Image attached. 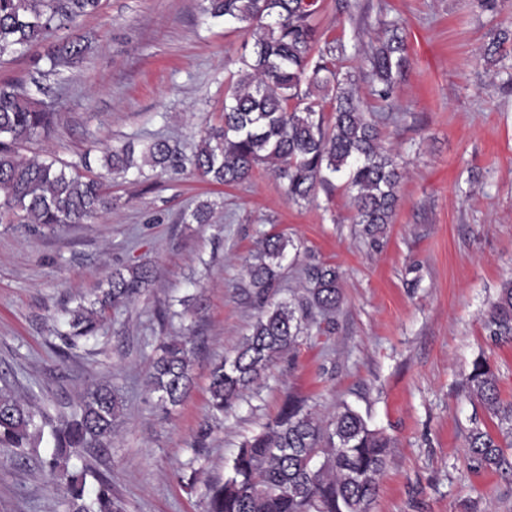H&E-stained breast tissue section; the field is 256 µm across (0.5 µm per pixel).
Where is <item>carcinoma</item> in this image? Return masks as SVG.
Masks as SVG:
<instances>
[{
	"label": "carcinoma",
	"instance_id": "carcinoma-1",
	"mask_svg": "<svg viewBox=\"0 0 512 512\" xmlns=\"http://www.w3.org/2000/svg\"><path fill=\"white\" fill-rule=\"evenodd\" d=\"M204 12L242 24L251 34V55L240 59L237 78L224 92L223 125L201 137L191 157L177 144L157 137L135 158L132 142L114 146L93 170L90 154L78 163L25 158L21 147L47 138L55 113L14 83H0V221L31 224L55 232L86 224L112 209L105 175L126 176L144 167L162 175L190 165L204 178L238 185L262 168L286 185L288 198L305 200L322 186L342 179L352 192L354 223L376 239L392 223L404 170L386 144L379 122L366 115L355 93V75L340 69L343 44L321 41L316 0H206ZM101 0H0V58L21 54L48 35L76 26L96 14ZM81 36H66L47 52L50 72L71 69L89 52ZM407 63L399 23L365 58L374 95L387 102L396 77ZM331 118L325 120L326 106ZM291 240L270 232L247 267L250 294L259 314L250 333L210 372L212 415L232 410L285 355L292 354L304 327L317 310L336 312L342 301L336 267L312 263L306 268L305 294L275 299L280 271ZM156 272L143 264L116 268L90 297L65 310L59 333L67 349L97 339L109 309L133 302L149 288ZM485 329L496 342H512V280L492 303ZM194 346L186 338L161 345L147 378L164 410L180 405L193 382ZM470 395L509 425L512 404L500 398L498 377L483 359L465 378ZM122 409L110 385L88 389L69 414L51 417L0 389V448L18 456L50 427L53 450L40 461L47 482L64 494L67 512H120L112 480L89 467L69 466L89 448L109 444ZM391 441L372 429L354 409L343 405L330 421L320 419L303 401L288 397L264 429L245 440L222 481L205 483L204 512H371L387 466ZM467 458L479 467L501 463V445L478 426L469 432Z\"/></svg>",
	"mask_w": 512,
	"mask_h": 512
}]
</instances>
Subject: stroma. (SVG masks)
I'll use <instances>...</instances> for the list:
<instances>
[{"mask_svg": "<svg viewBox=\"0 0 512 512\" xmlns=\"http://www.w3.org/2000/svg\"><path fill=\"white\" fill-rule=\"evenodd\" d=\"M203 0H103L80 20L86 58L52 75L44 46L0 58V83L23 85L58 115L49 138L22 155L64 161L101 157L111 146L162 135L191 155L202 129L221 125L224 90L253 41L234 24L204 19ZM326 39L347 46L365 111L375 113L405 178L391 224L370 241L354 222L344 186L289 201L264 170L224 186L183 171L115 179L114 205L88 224L53 234L0 224V380L35 408H75L100 383L121 390L111 443L74 459L112 480L123 512H202L191 468L227 475L242 441L259 433L287 395L323 419L348 405L392 439L373 512H512V446L500 468L465 454L472 427L499 434L467 392L485 358L512 402V343L492 341L484 320L512 279V84L483 55L512 30V0L489 11L479 0H319ZM398 21L409 66L392 108L372 94L364 58L385 21ZM214 205L210 223L189 215ZM285 233L300 251L285 262L279 298L302 294L304 268L336 266L344 299L315 315L296 355L276 364L194 453L209 414L212 364L232 352L256 319L246 262L263 233ZM142 263L157 277L133 304L111 311L97 341L65 350L51 326L114 268ZM190 336L193 385L170 412L146 387L159 344ZM0 448V512H66L38 466Z\"/></svg>", "mask_w": 512, "mask_h": 512, "instance_id": "1", "label": "stroma"}]
</instances>
